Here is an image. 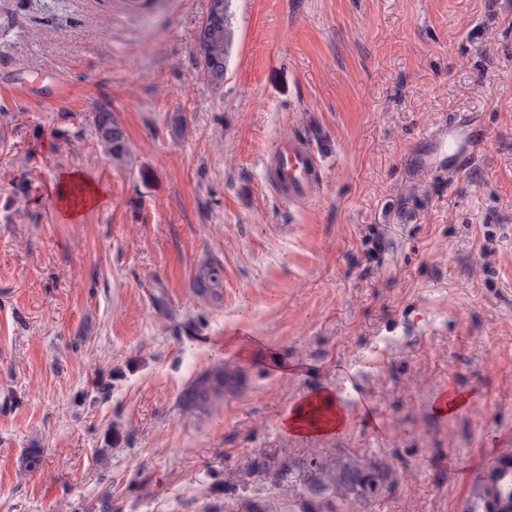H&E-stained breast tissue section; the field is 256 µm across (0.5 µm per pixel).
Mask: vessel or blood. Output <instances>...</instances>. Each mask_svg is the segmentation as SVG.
I'll use <instances>...</instances> for the list:
<instances>
[{
  "label": "vessel or blood",
  "instance_id": "obj_1",
  "mask_svg": "<svg viewBox=\"0 0 512 512\" xmlns=\"http://www.w3.org/2000/svg\"><path fill=\"white\" fill-rule=\"evenodd\" d=\"M486 139L484 128L449 123L446 157L449 169L463 171ZM273 186L288 201L309 200L321 177V165L306 140L291 137L276 143L269 153ZM476 512H512V454L499 455L478 480Z\"/></svg>",
  "mask_w": 512,
  "mask_h": 512
}]
</instances>
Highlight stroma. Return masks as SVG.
<instances>
[{
    "mask_svg": "<svg viewBox=\"0 0 512 512\" xmlns=\"http://www.w3.org/2000/svg\"><path fill=\"white\" fill-rule=\"evenodd\" d=\"M208 7L0 0V89H30L0 98V512H473L512 452V0H232L218 84ZM467 115L487 139L452 175ZM294 135L323 165L303 206L267 179ZM69 171L107 195L76 223ZM219 362L239 391L185 413ZM325 386L363 399L350 428L283 434ZM451 387L473 399L437 416ZM205 21L197 38V57L202 70L214 82L224 80L232 45L231 0H209ZM97 137L112 161L121 162L129 152L128 140L121 124L112 112L100 110L94 115ZM224 288V272L220 263H208L201 266L195 275L196 291L212 300H220Z\"/></svg>",
    "mask_w": 512,
    "mask_h": 512,
    "instance_id": "obj_1",
    "label": "stroma"
}]
</instances>
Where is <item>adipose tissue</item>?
I'll use <instances>...</instances> for the list:
<instances>
[{"label": "adipose tissue", "instance_id": "1", "mask_svg": "<svg viewBox=\"0 0 512 512\" xmlns=\"http://www.w3.org/2000/svg\"><path fill=\"white\" fill-rule=\"evenodd\" d=\"M55 195L59 210L74 222L105 199L104 191L77 171L61 177ZM341 402V395L331 389L304 395L298 398L293 412L282 416L281 427L287 433L306 437L328 435L339 426L349 427L352 417L349 411L341 410Z\"/></svg>", "mask_w": 512, "mask_h": 512}]
</instances>
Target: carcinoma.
I'll use <instances>...</instances> for the list:
<instances>
[{
  "label": "carcinoma",
  "mask_w": 512,
  "mask_h": 512,
  "mask_svg": "<svg viewBox=\"0 0 512 512\" xmlns=\"http://www.w3.org/2000/svg\"><path fill=\"white\" fill-rule=\"evenodd\" d=\"M231 0H210L205 21L197 38V57L202 70L214 82L224 80L226 64L232 45L230 23ZM97 137L113 161L121 162L129 152L128 140L121 124L112 113L100 110L94 115ZM224 288L223 266L208 263L201 266L195 275L196 291L212 300H219ZM238 386V379L217 364L201 373L180 394V404L189 413L204 412L224 403V396ZM344 479L359 484L374 493L377 483L372 474L359 468L344 473Z\"/></svg>",
  "instance_id": "cac0c4a2"
}]
</instances>
